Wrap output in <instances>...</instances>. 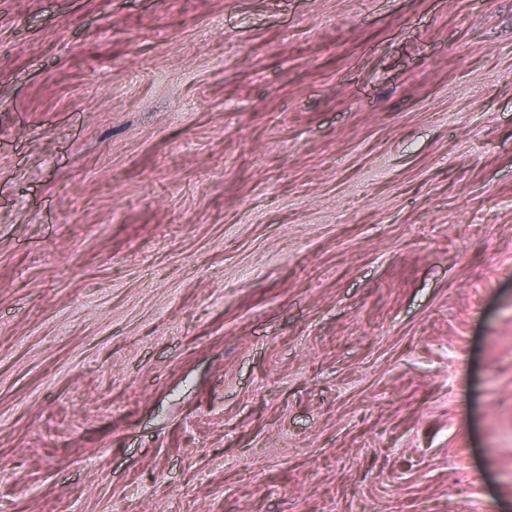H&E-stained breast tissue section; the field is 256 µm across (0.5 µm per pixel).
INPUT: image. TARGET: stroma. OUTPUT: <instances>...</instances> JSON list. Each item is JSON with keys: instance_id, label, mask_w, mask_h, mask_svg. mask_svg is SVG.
Here are the masks:
<instances>
[{"instance_id": "stroma-1", "label": "stroma", "mask_w": 512, "mask_h": 512, "mask_svg": "<svg viewBox=\"0 0 512 512\" xmlns=\"http://www.w3.org/2000/svg\"><path fill=\"white\" fill-rule=\"evenodd\" d=\"M0 512H512V0H0Z\"/></svg>"}]
</instances>
